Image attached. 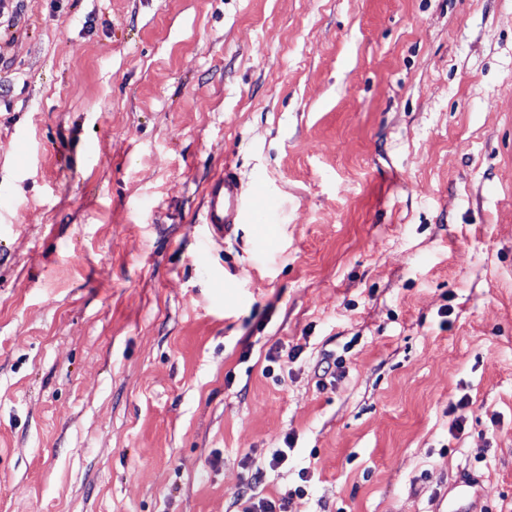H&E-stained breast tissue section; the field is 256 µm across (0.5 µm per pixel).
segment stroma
<instances>
[{
    "mask_svg": "<svg viewBox=\"0 0 512 512\" xmlns=\"http://www.w3.org/2000/svg\"><path fill=\"white\" fill-rule=\"evenodd\" d=\"M227 169L266 232L211 244ZM259 468L512 512V0L0 15V512H240Z\"/></svg>",
    "mask_w": 512,
    "mask_h": 512,
    "instance_id": "1",
    "label": "stroma"
}]
</instances>
